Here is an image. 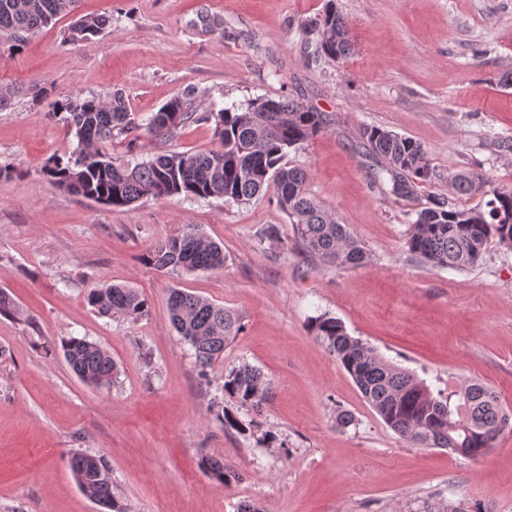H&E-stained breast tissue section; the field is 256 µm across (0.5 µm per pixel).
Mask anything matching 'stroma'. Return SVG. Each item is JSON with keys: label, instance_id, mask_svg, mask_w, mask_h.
<instances>
[{"label": "stroma", "instance_id": "stroma-1", "mask_svg": "<svg viewBox=\"0 0 512 512\" xmlns=\"http://www.w3.org/2000/svg\"><path fill=\"white\" fill-rule=\"evenodd\" d=\"M352 36L336 61L312 56L303 22L326 0H78L74 14L32 34L21 51L0 42V88L17 93L0 109V512H99L79 489L73 453L105 457L129 512H512V431L468 459L417 448L387 427L350 375L309 330L340 319L395 366L432 388L477 380L512 412V250L488 244L473 267H430L405 246L430 198L474 208L448 179L470 169L512 185V0H336ZM112 24L91 41L66 44L75 17ZM219 18L223 35L202 24ZM122 91L150 116L187 93L202 113L257 97H290L328 115L325 132L290 152L309 193L333 210L368 254L339 269L309 256L273 193L246 204L221 198H148L112 209L74 197L43 176L48 158L75 139L51 114L61 97ZM378 126L422 143L440 174L410 198L360 138ZM214 126L190 122L142 153L206 150ZM277 227L278 242L264 231ZM197 229L224 247L222 268L158 270L146 261L168 237ZM125 285L149 313L131 322L99 315L91 289ZM233 311L239 334L201 376L173 330L172 289ZM83 337L118 365L109 385L79 380L63 339ZM249 363L270 382L259 431L278 446L224 432L215 418L227 368ZM355 423L341 427L340 413ZM236 469L223 486L202 457Z\"/></svg>", "mask_w": 512, "mask_h": 512}]
</instances>
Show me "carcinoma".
<instances>
[{"label": "carcinoma", "mask_w": 512, "mask_h": 512, "mask_svg": "<svg viewBox=\"0 0 512 512\" xmlns=\"http://www.w3.org/2000/svg\"><path fill=\"white\" fill-rule=\"evenodd\" d=\"M77 0H0V36L19 50L29 35L61 15L75 10ZM109 20L82 16L68 28L65 42L78 45L99 35ZM317 33L313 55L344 58L351 50L348 23L327 0L323 14L312 23ZM65 132L77 139V150L63 159L46 162L43 175L58 189L92 199L114 209L131 206L143 198L162 199L178 195L209 199L224 198L246 203L265 186L274 184L279 208L294 224L304 249L338 268L366 264L361 244L339 223L335 215L311 197L307 173L289 165L288 154L324 132L328 119L302 102L289 98H256L235 110L197 114L187 110L179 95L171 98L147 119L133 112L123 93L115 91L104 100L96 96L64 98L56 102ZM212 121L216 147L206 151L170 152L125 159L109 147L125 144L126 152L137 151L144 132L166 142L188 122ZM361 137L370 154L382 162L391 191L410 197L419 185L433 182L437 170L430 164L424 146L399 133L365 127ZM455 192L474 196L485 188V207L459 209L441 199L417 213L406 238L408 251L435 268L462 270L474 266L486 245L497 241L512 249V187L487 188V179L474 171L454 175ZM156 268L186 273L219 269L224 248L197 230L167 238L148 256ZM87 303L100 315L137 320L149 311V303L134 288L103 285L86 295ZM170 323L194 350L201 374L224 356V347L240 331L234 314L210 301L173 289L168 299ZM311 332L336 357L352 377L363 397L383 422L410 443L425 448H471V458L482 457L503 433L504 409L494 391L473 382L456 390H432L380 357L362 340L348 334L343 322L321 315L311 323ZM61 350L72 371L85 383L107 385L117 374V365L104 348L85 339L71 337ZM224 396L236 409H222L218 420L224 430L242 437L254 435L258 413L268 399L269 382L261 369L241 364L224 371ZM70 465L82 493L106 512H127L112 491V470L100 455L76 452ZM201 470L222 485L238 479L223 461L205 457Z\"/></svg>", "instance_id": "1"}]
</instances>
